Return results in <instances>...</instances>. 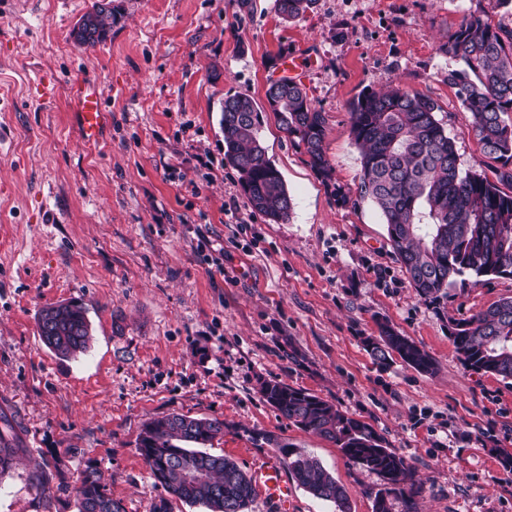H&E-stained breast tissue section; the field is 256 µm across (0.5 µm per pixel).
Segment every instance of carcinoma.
I'll use <instances>...</instances> for the list:
<instances>
[{
  "label": "carcinoma",
  "instance_id": "carcinoma-1",
  "mask_svg": "<svg viewBox=\"0 0 512 512\" xmlns=\"http://www.w3.org/2000/svg\"><path fill=\"white\" fill-rule=\"evenodd\" d=\"M313 0H274L284 20L304 14ZM448 58L461 64L448 69V84L457 89L464 109L473 117V131L486 155L500 163L495 180L461 168L454 140L438 118L430 98L400 87L364 92L350 106L351 131L359 149L361 175L357 197L381 212L393 252L417 296L440 303L455 278L512 276V31L492 27L484 12H469L448 32L441 45ZM267 93L278 101L274 110L281 128L304 147L309 164L337 204L351 201L350 190L336 182L323 150L326 118L313 106L299 82L280 79ZM261 111L244 94L224 98L220 126L224 158L239 173L251 207L274 223L289 221L291 197L279 169L267 156L260 138ZM43 344L69 357L84 353L90 340L86 309L78 301L43 309L37 317ZM448 336L461 363L476 373L512 380V298L500 300L468 317L448 318ZM380 366L398 358L423 373L435 369L427 351L388 323L378 335L364 339ZM265 401L300 428L340 448L352 463L380 475L373 512H414L417 493L403 457L371 425L349 417L335 405L303 389L280 382L261 388ZM224 434V422L169 414L145 425L137 450L151 475L175 498L206 512H245L255 483L231 458L211 454L206 444ZM287 469L313 496L348 512L343 486L318 462L283 444ZM21 448L13 429L0 418V474L12 469ZM204 473L189 482L186 468ZM77 512H125L112 498L97 469L88 467L75 487Z\"/></svg>",
  "mask_w": 512,
  "mask_h": 512
}]
</instances>
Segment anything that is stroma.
<instances>
[{
    "label": "stroma",
    "instance_id": "obj_1",
    "mask_svg": "<svg viewBox=\"0 0 512 512\" xmlns=\"http://www.w3.org/2000/svg\"><path fill=\"white\" fill-rule=\"evenodd\" d=\"M253 2L249 13L240 0H114L112 29L91 47L71 32L94 0H0V411L24 448L0 476V512H77L89 465L126 512H153L167 492L137 440L171 413L223 421L211 450L249 474L288 443L345 488L350 512H372L381 477L267 404L268 381L373 426L417 480L418 512H512V380L466 369L448 337L449 317L512 297V277L424 302L377 209L336 205L274 113L261 138L293 201L285 224L252 212L219 126L225 96L264 103L270 58L297 51L341 185L360 175L351 103L395 86L432 98L462 168L492 174L440 46L464 12L511 27L512 16L489 0H314L285 21L272 0ZM44 73L55 78L47 100L30 91ZM76 73L97 80L112 113L95 145L67 111ZM232 201L253 215L250 250L226 222ZM71 299L87 307L93 340L62 358L36 316ZM380 320L436 371L374 363L364 339ZM38 470L51 479L43 494Z\"/></svg>",
    "mask_w": 512,
    "mask_h": 512
}]
</instances>
